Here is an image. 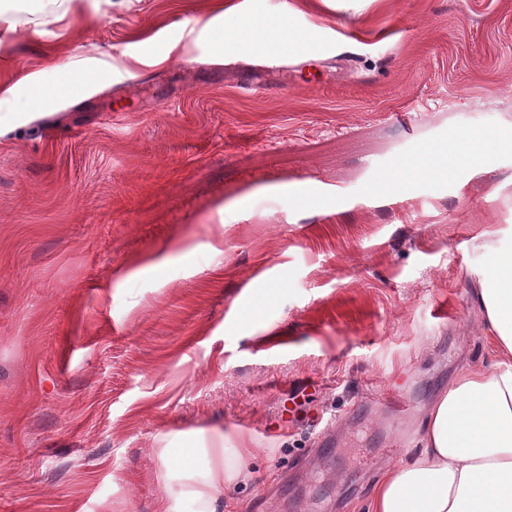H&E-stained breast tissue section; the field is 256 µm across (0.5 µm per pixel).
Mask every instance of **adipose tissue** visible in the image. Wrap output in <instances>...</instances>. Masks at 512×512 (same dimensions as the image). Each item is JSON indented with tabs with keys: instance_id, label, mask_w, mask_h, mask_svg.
<instances>
[{
	"instance_id": "ef3b65f1",
	"label": "adipose tissue",
	"mask_w": 512,
	"mask_h": 512,
	"mask_svg": "<svg viewBox=\"0 0 512 512\" xmlns=\"http://www.w3.org/2000/svg\"><path fill=\"white\" fill-rule=\"evenodd\" d=\"M95 61L69 62L53 74L36 73L0 84V125L32 105L47 106L71 94L99 73ZM512 147V133L452 134L442 164L406 163L407 174L448 175L450 161L467 160L471 149ZM482 326L497 357L488 366L462 371L427 409L423 449L412 460L389 466L371 512H512V250L495 253L477 273L475 290ZM206 460L202 479L186 475L185 493L168 492L161 512H181L191 497L197 512H217L227 488L250 454L246 445H228L223 435L194 446Z\"/></svg>"
}]
</instances>
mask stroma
Returning <instances> with one entry per match:
<instances>
[{"mask_svg":"<svg viewBox=\"0 0 512 512\" xmlns=\"http://www.w3.org/2000/svg\"><path fill=\"white\" fill-rule=\"evenodd\" d=\"M216 2L40 33L41 0L0 48V83L91 58L140 86L0 126V512H159L180 488L160 450L218 431L253 450L223 512H368L425 406L496 359L474 278L512 244V150L403 198L379 173L512 131V0H246L288 26L287 69L249 95L191 32Z\"/></svg>","mask_w":512,"mask_h":512,"instance_id":"35a3bbf8","label":"stroma"}]
</instances>
